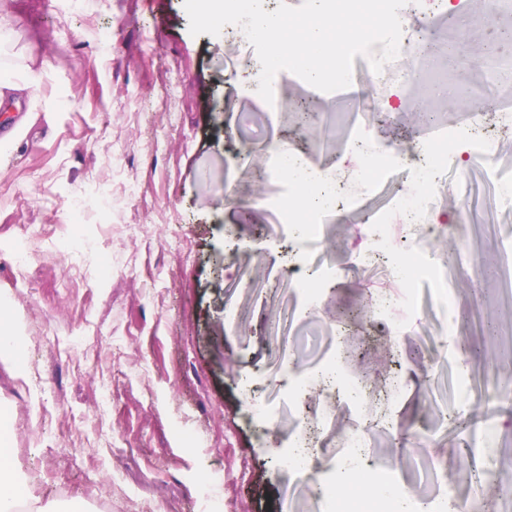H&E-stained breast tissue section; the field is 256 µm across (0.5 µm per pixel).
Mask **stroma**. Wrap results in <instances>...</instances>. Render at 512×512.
I'll return each instance as SVG.
<instances>
[{"mask_svg": "<svg viewBox=\"0 0 512 512\" xmlns=\"http://www.w3.org/2000/svg\"><path fill=\"white\" fill-rule=\"evenodd\" d=\"M446 16L432 10L420 22L439 44L463 46L472 91L512 107V83L487 79L480 29L447 25ZM102 31L112 35L105 58L96 52ZM443 62L403 59L407 82L390 121L361 108L382 92L364 57L354 59L350 87L332 93L280 72L281 108L257 127L252 118L265 107L252 81L261 70L254 48L228 34L191 35L184 0H92L78 14L65 0H0V101L24 112L0 139V301L23 332L17 365L0 363V423L28 512H291L299 477L313 489L345 483L350 499L359 486L336 473L338 432L359 423L382 437L366 470L389 468L395 491L430 501L460 487L492 512L486 484L448 454L456 414L474 419L481 467L512 455V407L458 396V379L473 375L471 346L424 336L436 322L428 311L422 327L398 332L374 317L347 321L370 288L367 273L347 263L357 226L409 190L411 168L425 160L404 152L406 141L475 116L468 98L452 109L431 94L427 66ZM300 97L320 123L296 120ZM420 102L434 125L408 119ZM362 126L403 170L376 194L336 207L317 240L299 247L270 212L282 186L271 175L256 180L252 166L270 167L266 144L284 141L313 169L331 168L351 155ZM498 165L449 169L451 227H411L416 247L452 269L454 305L470 308L475 336L486 333L487 307L512 305V252L491 195L472 211L458 200ZM80 197L88 203L77 225ZM244 209L258 225L243 229L231 264L227 230ZM35 228L31 264L16 268L9 245ZM320 263L342 270L313 308L289 271L307 276ZM274 346L285 366L271 357ZM335 362L367 387L404 376L398 408L386 418L374 399L346 409L334 388L294 399L293 380L311 381ZM318 403L341 412L320 438L318 465L297 475L290 429Z\"/></svg>", "mask_w": 512, "mask_h": 512, "instance_id": "obj_1", "label": "stroma"}]
</instances>
